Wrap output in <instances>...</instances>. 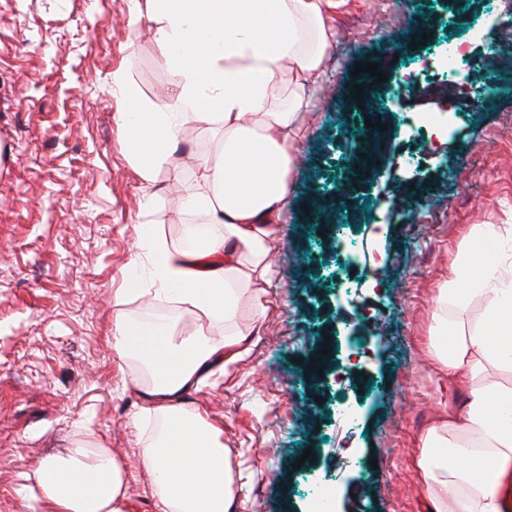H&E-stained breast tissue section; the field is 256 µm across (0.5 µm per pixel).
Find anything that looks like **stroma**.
Here are the masks:
<instances>
[{
  "label": "stroma",
  "instance_id": "1",
  "mask_svg": "<svg viewBox=\"0 0 512 512\" xmlns=\"http://www.w3.org/2000/svg\"><path fill=\"white\" fill-rule=\"evenodd\" d=\"M157 22L147 0H0V512H48L21 472L77 441L123 458L128 512H159L138 463L139 392L112 350V296L133 276L142 225L174 245L189 221L169 171L145 187L126 147L132 107L163 111L178 90ZM452 41L472 62L451 80ZM507 43L512 0H345L334 12L284 235L270 244L281 279L266 288L262 334L186 397L239 454L246 512H311L319 489L335 491L332 512H426L416 441L465 392L429 358L432 298L470 225H512V64L492 86L479 65ZM361 62L387 76L363 112L350 99ZM464 89L480 109L459 105ZM426 113L445 137L407 129ZM369 117L388 125L378 172L343 236L321 237L306 207L335 199ZM181 139L173 164L188 194L190 156L218 136L191 124ZM342 407L354 423L337 421Z\"/></svg>",
  "mask_w": 512,
  "mask_h": 512
}]
</instances>
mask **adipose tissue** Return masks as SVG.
<instances>
[{
	"mask_svg": "<svg viewBox=\"0 0 512 512\" xmlns=\"http://www.w3.org/2000/svg\"><path fill=\"white\" fill-rule=\"evenodd\" d=\"M341 2L150 0L155 37L181 80L167 111L134 113L127 141L139 178L155 183L186 125L223 133L218 154L197 158L198 188L183 200L208 217L209 234L187 250L143 231L133 263L148 280L132 279L112 298V348L142 392L136 421L156 424L138 458L161 512L237 510L243 471L222 429L185 397L241 358L266 317L264 286L279 276L269 244L299 160L298 117L322 83L329 11ZM451 269L435 292L429 353L443 375L469 386L420 435L412 463L429 512H501L496 474L512 464V228L471 225ZM143 290L176 313L133 320L128 295ZM22 477L51 512H126V466L111 449L78 442L34 460Z\"/></svg>",
	"mask_w": 512,
	"mask_h": 512,
	"instance_id": "ef3b65f1",
	"label": "adipose tissue"
}]
</instances>
